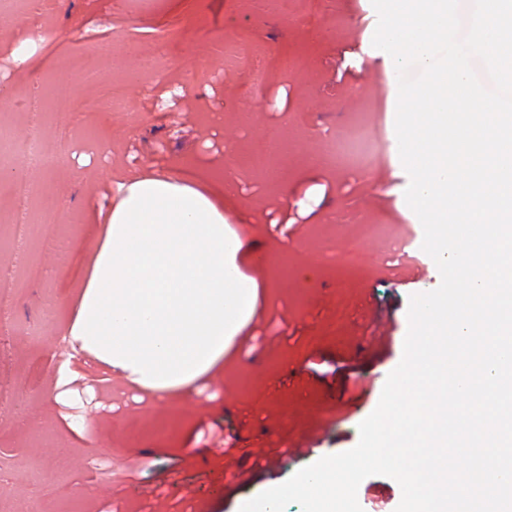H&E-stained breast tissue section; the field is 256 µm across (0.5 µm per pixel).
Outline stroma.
Wrapping results in <instances>:
<instances>
[{
	"label": "stroma",
	"instance_id": "stroma-1",
	"mask_svg": "<svg viewBox=\"0 0 512 512\" xmlns=\"http://www.w3.org/2000/svg\"><path fill=\"white\" fill-rule=\"evenodd\" d=\"M53 36L43 39L41 13ZM371 0H46L0 11V99L38 93L44 133L62 167L29 169L25 126L0 109L12 154L0 189L24 179L33 191L0 204V512H239L327 455L352 449L403 355L412 295L440 284L438 269L411 277L427 253L399 259L402 232L422 234L405 201L399 157L353 169L326 135H342L366 102L398 94L372 44ZM125 45L122 68L159 61L148 82L125 83L128 110L100 114L104 93L77 63L97 44ZM70 98L71 111H53ZM281 148L264 167L251 150ZM189 171L233 187L224 217L258 252L269 284L227 353L229 364L167 398L135 403L119 376L94 400L56 401L57 350L115 196L134 173ZM317 197H308L311 187ZM258 216L244 224L240 214ZM56 226L59 246L41 235ZM286 224L285 232L270 222ZM390 333L373 338L377 324ZM265 335L264 344L249 340ZM336 368L319 378L314 364ZM296 372L284 386L275 380ZM369 373L371 386L357 376ZM333 422L312 439L317 415ZM84 417L82 429L71 426ZM240 437L226 451L224 426ZM392 478L362 481L363 512H395Z\"/></svg>",
	"mask_w": 512,
	"mask_h": 512
}]
</instances>
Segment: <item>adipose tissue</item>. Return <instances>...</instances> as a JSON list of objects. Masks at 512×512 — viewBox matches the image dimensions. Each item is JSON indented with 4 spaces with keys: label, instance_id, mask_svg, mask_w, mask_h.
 I'll list each match as a JSON object with an SVG mask.
<instances>
[{
    "label": "adipose tissue",
    "instance_id": "obj_1",
    "mask_svg": "<svg viewBox=\"0 0 512 512\" xmlns=\"http://www.w3.org/2000/svg\"><path fill=\"white\" fill-rule=\"evenodd\" d=\"M232 196L166 175L120 184L68 329L104 372L165 394L223 361L264 291L245 271L250 243L224 218Z\"/></svg>",
    "mask_w": 512,
    "mask_h": 512
}]
</instances>
